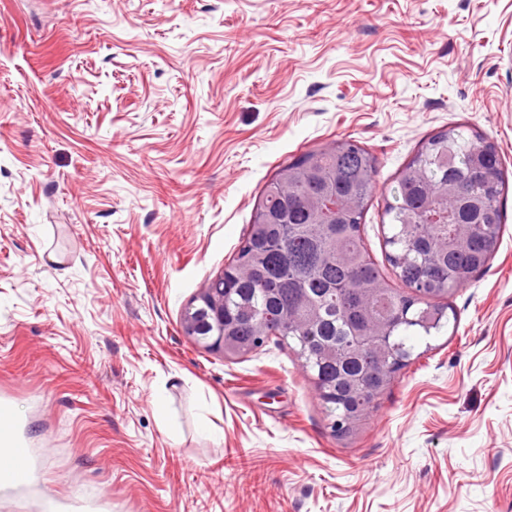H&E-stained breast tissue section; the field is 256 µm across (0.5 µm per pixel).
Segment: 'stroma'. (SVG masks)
I'll return each mask as SVG.
<instances>
[{
  "instance_id": "1",
  "label": "stroma",
  "mask_w": 512,
  "mask_h": 512,
  "mask_svg": "<svg viewBox=\"0 0 512 512\" xmlns=\"http://www.w3.org/2000/svg\"><path fill=\"white\" fill-rule=\"evenodd\" d=\"M464 124L505 171L457 321L348 437L297 356L184 336L278 165L343 138L384 199ZM0 512H512V0H0ZM31 471V453L19 437L9 407L0 405V489L16 490L27 484Z\"/></svg>"
}]
</instances>
